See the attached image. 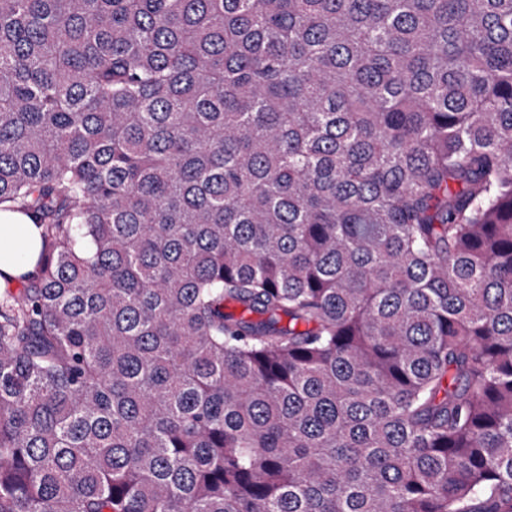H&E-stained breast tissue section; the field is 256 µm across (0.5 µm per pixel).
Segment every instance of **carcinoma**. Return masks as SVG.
Instances as JSON below:
<instances>
[{
    "label": "carcinoma",
    "mask_w": 512,
    "mask_h": 512,
    "mask_svg": "<svg viewBox=\"0 0 512 512\" xmlns=\"http://www.w3.org/2000/svg\"><path fill=\"white\" fill-rule=\"evenodd\" d=\"M0 512H512V0H0ZM41 229L33 224L31 217L18 212L0 210V297L8 293H18L23 283H14L22 276L31 277L38 272L42 250ZM2 246L8 252L2 256ZM15 255V257H12Z\"/></svg>",
    "instance_id": "obj_1"
}]
</instances>
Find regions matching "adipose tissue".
Wrapping results in <instances>:
<instances>
[{"instance_id":"adipose-tissue-1","label":"adipose tissue","mask_w":512,"mask_h":512,"mask_svg":"<svg viewBox=\"0 0 512 512\" xmlns=\"http://www.w3.org/2000/svg\"><path fill=\"white\" fill-rule=\"evenodd\" d=\"M0 246L8 249L7 254L0 255V288L37 273L42 250L41 230L31 217L0 210Z\"/></svg>"}]
</instances>
